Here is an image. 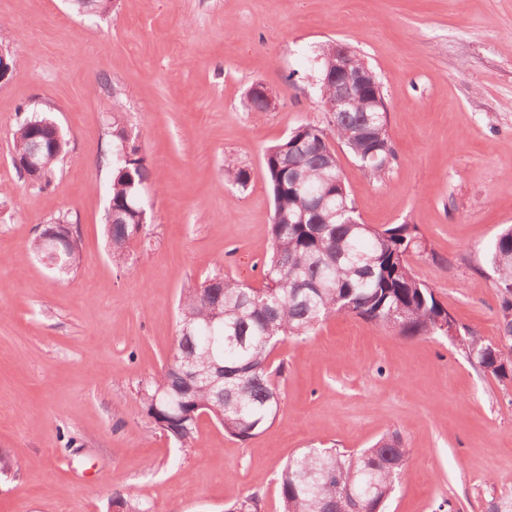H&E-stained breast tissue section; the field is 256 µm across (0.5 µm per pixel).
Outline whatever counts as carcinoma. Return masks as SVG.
<instances>
[{
	"label": "carcinoma",
	"instance_id": "obj_1",
	"mask_svg": "<svg viewBox=\"0 0 512 512\" xmlns=\"http://www.w3.org/2000/svg\"><path fill=\"white\" fill-rule=\"evenodd\" d=\"M335 64L320 62L318 96L331 99L325 76ZM123 102L113 98L110 201L104 233L112 264L127 261L131 240L145 230L135 211L144 207L142 189L152 172L140 147L123 154L126 128ZM49 119L25 116L12 134L14 158H24L35 126ZM344 144L357 166L380 178L387 167L376 157L395 160L386 113L362 105L336 113V124H301L264 151L273 197L270 247L255 287L221 272L187 288L178 303L179 330L171 363L137 394L146 414L178 447H188L206 412L228 435L247 440L278 417L283 365L273 366L274 350L290 338L307 336L332 315H354L390 325L407 338L440 336L450 316L434 290L418 279L409 257L426 245L415 224L382 230L359 221L330 140ZM67 148L42 158L33 182L51 183ZM247 170L224 160V182L246 186ZM57 276L69 278L81 260L78 231L58 250ZM495 287L502 295L500 336L490 341L461 330L456 347L477 370L500 380L512 377V227L500 232L488 251ZM192 359L198 368L217 364L224 383L190 381L179 366ZM408 449L398 434L384 435L357 452L307 448L292 457L278 476L281 512H334L346 495H355L359 512H384L406 475Z\"/></svg>",
	"mask_w": 512,
	"mask_h": 512
}]
</instances>
